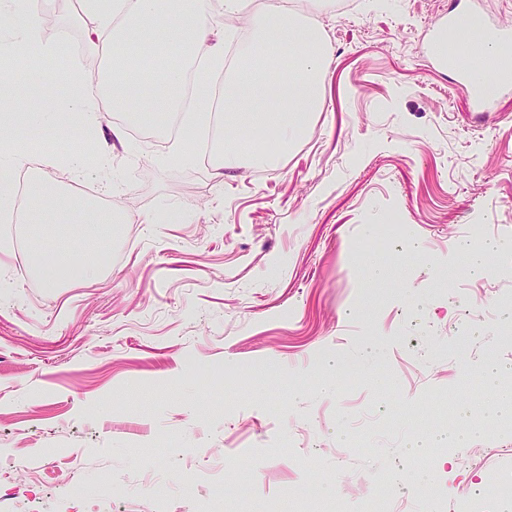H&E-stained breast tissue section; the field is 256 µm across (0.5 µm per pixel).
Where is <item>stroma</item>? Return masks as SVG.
I'll use <instances>...</instances> for the list:
<instances>
[{"mask_svg":"<svg viewBox=\"0 0 512 512\" xmlns=\"http://www.w3.org/2000/svg\"><path fill=\"white\" fill-rule=\"evenodd\" d=\"M456 0H358L300 11L329 48L322 111L272 165L217 174L164 155L166 127L128 134L99 174L33 176L129 216L101 270L55 285L0 264V496L56 512V475L78 512H264L292 494L336 512H454L512 472V95L470 110L430 36ZM47 40L70 69L93 19L50 0ZM176 210L173 223H145ZM44 224L0 223L16 259ZM496 240L487 274L466 248ZM387 276L369 282L366 261ZM501 374L487 387L489 366ZM469 470H459L458 459Z\"/></svg>","mask_w":512,"mask_h":512,"instance_id":"35a3bbf8","label":"stroma"}]
</instances>
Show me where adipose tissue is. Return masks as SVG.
<instances>
[{
  "label": "adipose tissue",
  "instance_id": "adipose-tissue-1",
  "mask_svg": "<svg viewBox=\"0 0 512 512\" xmlns=\"http://www.w3.org/2000/svg\"><path fill=\"white\" fill-rule=\"evenodd\" d=\"M96 24L86 34L87 53L108 60L112 72L104 82L103 94H95L92 83L72 75L66 104L83 128L108 125L111 139L106 149L123 143L130 126L161 114L182 111L181 70L159 58L137 55L138 47L161 42L178 55H191L214 67L224 65V29L217 16H233L240 0H198L190 11H175L173 0H85ZM40 0H0V128L14 122V104L6 92L15 69L29 65L31 58L55 56L56 45L47 41L39 20ZM259 53L252 56L253 78L229 72L224 79V127L234 131L237 141L273 133L281 141L301 134L313 112L322 107L320 89L328 62L326 49L294 17L288 0H274L255 19ZM154 72V93L139 95V78ZM121 110L124 123H108L109 111ZM26 151L0 146V202L19 204L30 224L67 223L71 214H81L85 223L110 224L112 209H100L62 192L56 185L33 179L23 201H16L17 174L29 169Z\"/></svg>",
  "mask_w": 512,
  "mask_h": 512
}]
</instances>
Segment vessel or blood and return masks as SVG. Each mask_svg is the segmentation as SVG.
Instances as JSON below:
<instances>
[{"label":"vessel or blood","instance_id":"b4317fda","mask_svg":"<svg viewBox=\"0 0 512 512\" xmlns=\"http://www.w3.org/2000/svg\"><path fill=\"white\" fill-rule=\"evenodd\" d=\"M474 9L473 0H465L462 9L449 15L447 21L437 30L434 36L431 59L436 65L453 71L457 82L469 87L471 107L474 111L485 112L493 104L492 97L486 94L484 86L474 83L472 75L473 61L457 55L454 46L450 43V39L454 35L459 33L465 35L470 32ZM479 34L482 38L494 43L499 50V54L490 68L492 84L497 87L501 94H511L512 30L497 25L483 26L480 27Z\"/></svg>","mask_w":512,"mask_h":512}]
</instances>
